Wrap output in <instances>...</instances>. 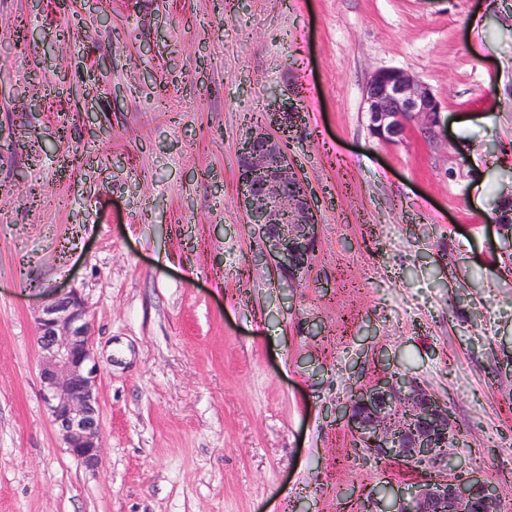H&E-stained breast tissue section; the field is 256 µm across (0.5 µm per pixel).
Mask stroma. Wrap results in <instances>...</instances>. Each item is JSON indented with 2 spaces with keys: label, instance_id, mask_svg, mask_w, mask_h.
<instances>
[{
  "label": "stroma",
  "instance_id": "stroma-1",
  "mask_svg": "<svg viewBox=\"0 0 512 512\" xmlns=\"http://www.w3.org/2000/svg\"><path fill=\"white\" fill-rule=\"evenodd\" d=\"M0 0V512H367L410 468L338 410L396 371L512 512V0ZM398 67L442 136L371 137ZM290 104L311 270L253 263L236 152ZM94 328L98 471L41 400L33 312Z\"/></svg>",
  "mask_w": 512,
  "mask_h": 512
}]
</instances>
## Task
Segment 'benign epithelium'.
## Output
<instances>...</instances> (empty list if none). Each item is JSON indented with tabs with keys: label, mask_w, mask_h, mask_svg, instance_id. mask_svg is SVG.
I'll use <instances>...</instances> for the list:
<instances>
[{
	"label": "benign epithelium",
	"mask_w": 512,
	"mask_h": 512,
	"mask_svg": "<svg viewBox=\"0 0 512 512\" xmlns=\"http://www.w3.org/2000/svg\"><path fill=\"white\" fill-rule=\"evenodd\" d=\"M372 137L402 141L416 125L424 136L441 134V105L431 88L396 67L376 70L364 89ZM302 122L288 106L250 128L237 152V182L246 223L261 241V258L295 282L312 266L318 233L317 206L285 140ZM43 401L66 448L81 465L96 470L102 460L98 364L92 327L81 294L60 290L34 312ZM354 436L374 458H392L418 468L448 463L449 437L457 436L448 411L415 380L392 375L352 391L342 406ZM501 512L493 487L461 473L451 480L426 475L411 492L377 512Z\"/></svg>",
	"instance_id": "1"
}]
</instances>
